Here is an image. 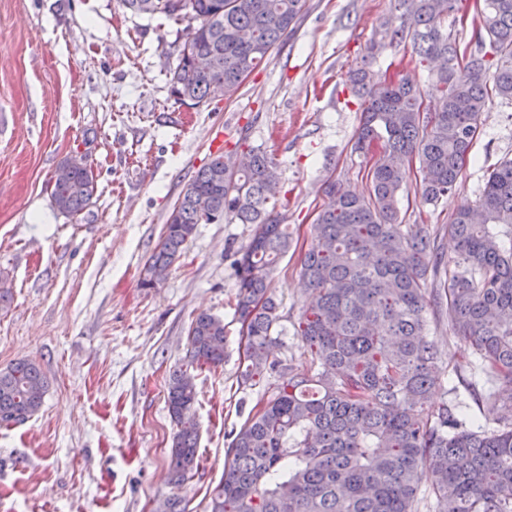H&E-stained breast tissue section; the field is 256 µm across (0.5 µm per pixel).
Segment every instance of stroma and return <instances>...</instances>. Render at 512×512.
Listing matches in <instances>:
<instances>
[{
    "mask_svg": "<svg viewBox=\"0 0 512 512\" xmlns=\"http://www.w3.org/2000/svg\"><path fill=\"white\" fill-rule=\"evenodd\" d=\"M394 0H306L286 43L218 104L180 103L170 91L179 24L140 17L122 0H0V369L36 362L48 381L40 411L0 427V512H157L176 430L169 377L189 369L197 400L200 466L180 491L187 512H207L224 473L230 431L272 393L271 380L239 384L241 324L230 252L250 224H201L157 287L140 285L167 217L194 173L220 154L257 146L279 164L277 210L296 242L273 272L286 336L272 359L303 365L293 329L306 299L300 276L310 226L333 179L367 193L369 160L351 146L362 108L347 72L359 63ZM456 190L423 204V174L408 169L400 212L444 233L475 205L489 171L512 158V102L493 99ZM81 152L97 189L75 216L55 207L48 185ZM224 321V363L187 365L192 319ZM445 385L469 399L482 382L471 347L448 317L430 318Z\"/></svg>",
    "mask_w": 512,
    "mask_h": 512,
    "instance_id": "35a3bbf8",
    "label": "stroma"
}]
</instances>
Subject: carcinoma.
I'll list each match as a JSON object with an SVG mask.
<instances>
[{"instance_id": "cac0c4a2", "label": "carcinoma", "mask_w": 512, "mask_h": 512, "mask_svg": "<svg viewBox=\"0 0 512 512\" xmlns=\"http://www.w3.org/2000/svg\"><path fill=\"white\" fill-rule=\"evenodd\" d=\"M136 15L187 22L181 30L171 94L197 105L232 98L301 18L305 0H122ZM399 14L367 47L372 57L412 43L430 68L439 107L423 108V89L406 72L387 80L363 63L349 71L363 120L353 151L378 147L367 195L327 183V205L301 258L310 291L295 335L310 366L269 360L284 334L280 302L269 293L278 259L291 245L276 212L275 159L252 148L241 162L218 155L191 177L150 257L142 288H154L181 256L199 224L255 225L234 253L236 312L246 326L247 385L277 373L271 398L249 414L225 450L224 478L209 512H417L429 484L437 512H512V159L489 173L473 208L456 213L448 235L456 257L448 286L434 287L444 267L437 233L404 224L399 195L406 164L423 172L421 199L435 206L457 186L478 124L492 98L512 101V0H476L477 45L462 48L443 32L460 0H397ZM96 176L77 166L51 196L68 215L92 199ZM448 315L456 337L480 356L491 387H471L474 401L509 411L499 427L463 418L442 402L438 351L425 334L429 309ZM188 364L224 363V321L200 312L188 332ZM47 381L23 360L0 370V425L27 422L41 408ZM167 408L173 437L169 482L181 487L198 468L193 419L196 390L185 371L172 373Z\"/></svg>"}]
</instances>
